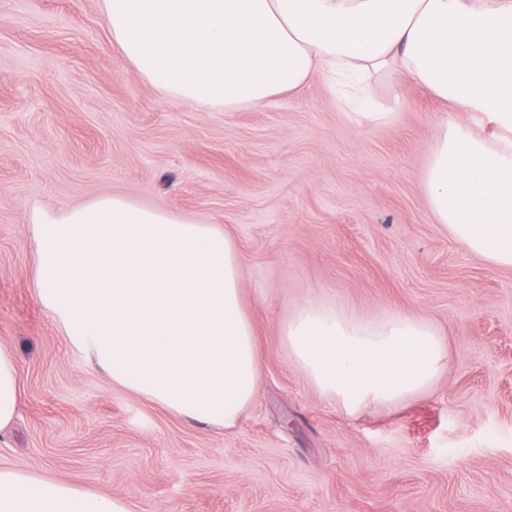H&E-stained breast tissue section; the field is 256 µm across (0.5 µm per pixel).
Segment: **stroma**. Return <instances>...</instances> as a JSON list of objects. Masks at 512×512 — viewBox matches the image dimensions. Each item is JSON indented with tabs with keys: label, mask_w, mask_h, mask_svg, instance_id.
Segmentation results:
<instances>
[{
	"label": "stroma",
	"mask_w": 512,
	"mask_h": 512,
	"mask_svg": "<svg viewBox=\"0 0 512 512\" xmlns=\"http://www.w3.org/2000/svg\"><path fill=\"white\" fill-rule=\"evenodd\" d=\"M370 101L389 120L356 121L316 74L260 109L180 104L113 48L102 0H0V346L21 385L0 467L129 512H512V268L430 209L447 105L401 78ZM112 195L233 240L258 350L235 427L112 383L41 307L31 210ZM306 303L424 321L446 368L348 413L288 353Z\"/></svg>",
	"instance_id": "stroma-1"
}]
</instances>
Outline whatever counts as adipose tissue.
<instances>
[{
    "label": "adipose tissue",
    "instance_id": "adipose-tissue-1",
    "mask_svg": "<svg viewBox=\"0 0 512 512\" xmlns=\"http://www.w3.org/2000/svg\"><path fill=\"white\" fill-rule=\"evenodd\" d=\"M112 44L183 104L260 107L331 73L360 121H384L363 83L408 79L447 101L424 175L454 240L512 267V0H102ZM35 288L70 342L168 410L230 426L257 388L254 330L233 241L119 196L32 210ZM293 360L351 412L428 387L445 351L425 322L304 305L283 330ZM16 357L0 346V430L19 415ZM0 512H128L118 498L0 468Z\"/></svg>",
    "mask_w": 512,
    "mask_h": 512
}]
</instances>
